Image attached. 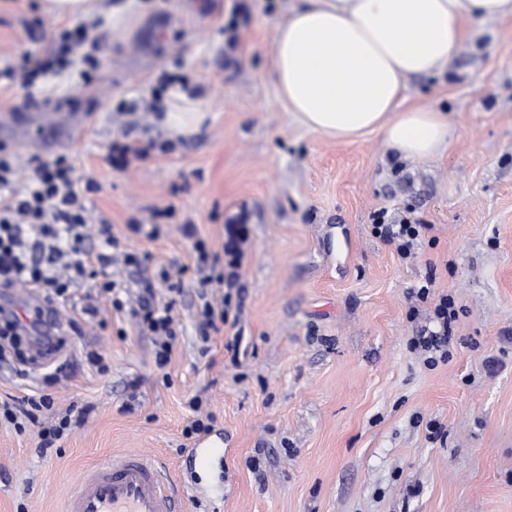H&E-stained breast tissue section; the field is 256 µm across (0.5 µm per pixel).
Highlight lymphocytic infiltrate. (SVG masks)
<instances>
[{
	"label": "lymphocytic infiltrate",
	"instance_id": "1",
	"mask_svg": "<svg viewBox=\"0 0 512 512\" xmlns=\"http://www.w3.org/2000/svg\"><path fill=\"white\" fill-rule=\"evenodd\" d=\"M101 25V18L96 17L85 21L78 32L66 30L60 34L55 57L59 69H66L77 60L88 70L96 69ZM25 167L32 174L22 188H15V178ZM96 189L93 181L76 177L74 167L64 159L47 161L38 156L24 159L1 150L0 285L35 289L50 302L71 299L79 287L90 288L115 311L130 315L140 332L152 336L155 363L157 367H166L180 334L174 308L181 285L162 269L154 279H142L136 301L122 298L123 285L109 271L113 253L122 252L125 265L134 268L141 267L145 258L136 252L123 251L111 224L104 222L97 231L89 230L90 211L86 200ZM247 235L242 217L228 220L224 226V261L220 264L211 262L203 241L195 243L199 287L223 290L220 299L203 302L199 311L202 330L220 331L227 321L232 291L238 286L245 258ZM157 282L165 284L168 300H157L153 290ZM455 317L452 299L440 297L430 326L413 341L414 347L426 351L427 366H436L447 359ZM53 404L54 399L48 393L28 397L25 407L20 409L0 404V424L7 423L16 431H24L26 423L39 424V411L51 409ZM39 426L41 448L51 449L71 429L72 418L64 412L50 424Z\"/></svg>",
	"mask_w": 512,
	"mask_h": 512
}]
</instances>
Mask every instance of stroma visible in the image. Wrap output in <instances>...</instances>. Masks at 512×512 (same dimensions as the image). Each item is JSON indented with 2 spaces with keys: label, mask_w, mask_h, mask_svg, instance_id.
I'll list each match as a JSON object with an SVG mask.
<instances>
[{
  "label": "stroma",
  "mask_w": 512,
  "mask_h": 512,
  "mask_svg": "<svg viewBox=\"0 0 512 512\" xmlns=\"http://www.w3.org/2000/svg\"><path fill=\"white\" fill-rule=\"evenodd\" d=\"M295 3L95 0L91 83L74 69L30 88L0 81V149L80 120L84 133L47 156L97 183L93 219L149 267L189 263L186 222L215 250L229 217L244 214L249 233L238 304L208 342L183 274L166 368L104 300L93 317L77 301L46 305L41 327L63 342L51 356L0 353V400L41 390L82 413L45 452L35 429L0 428V512H60L87 466L132 449L164 464L183 512H512V19L473 29L451 71L408 79L402 108L432 107L454 127L444 155L415 161L380 133L331 140L288 111L269 72ZM79 24L46 0H0V69L51 62L59 31ZM164 73L177 80L165 90ZM121 99L146 108L134 130L111 112ZM167 105L207 118L174 136L156 122ZM123 138L167 149L123 171L106 160ZM381 209L422 223L411 255L374 233ZM150 219L155 238L128 228ZM429 277L458 314L433 368L411 346L433 314L413 294ZM92 350L107 373L87 363ZM194 397L224 437L205 467L184 458Z\"/></svg>",
  "instance_id": "1"
}]
</instances>
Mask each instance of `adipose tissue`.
<instances>
[{
  "label": "adipose tissue",
  "mask_w": 512,
  "mask_h": 512,
  "mask_svg": "<svg viewBox=\"0 0 512 512\" xmlns=\"http://www.w3.org/2000/svg\"><path fill=\"white\" fill-rule=\"evenodd\" d=\"M512 17V0H303L275 28L271 77L300 124L332 139L382 131L400 157L447 151V115L404 109L407 79L445 71L467 25Z\"/></svg>",
  "instance_id": "1"
}]
</instances>
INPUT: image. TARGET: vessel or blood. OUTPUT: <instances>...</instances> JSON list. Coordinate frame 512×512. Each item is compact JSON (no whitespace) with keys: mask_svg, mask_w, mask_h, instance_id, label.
I'll use <instances>...</instances> for the list:
<instances>
[{"mask_svg":"<svg viewBox=\"0 0 512 512\" xmlns=\"http://www.w3.org/2000/svg\"><path fill=\"white\" fill-rule=\"evenodd\" d=\"M181 502L159 460L126 451L84 471L63 512H180Z\"/></svg>","mask_w":512,"mask_h":512,"instance_id":"b4317fda","label":"vessel or blood"}]
</instances>
